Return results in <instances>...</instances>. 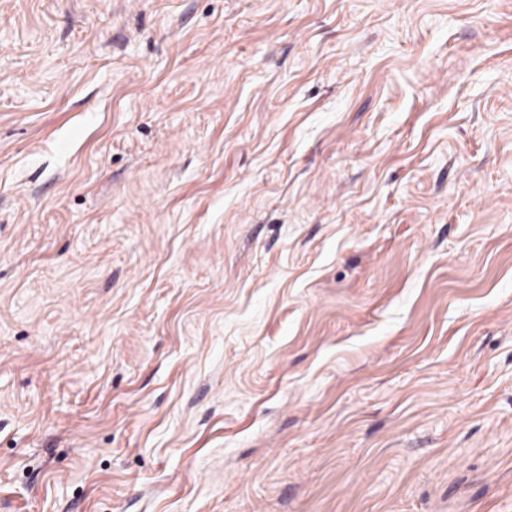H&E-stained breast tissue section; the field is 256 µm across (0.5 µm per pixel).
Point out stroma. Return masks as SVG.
<instances>
[{
	"mask_svg": "<svg viewBox=\"0 0 512 512\" xmlns=\"http://www.w3.org/2000/svg\"><path fill=\"white\" fill-rule=\"evenodd\" d=\"M0 512H512V0H0Z\"/></svg>",
	"mask_w": 512,
	"mask_h": 512,
	"instance_id": "1",
	"label": "stroma"
}]
</instances>
